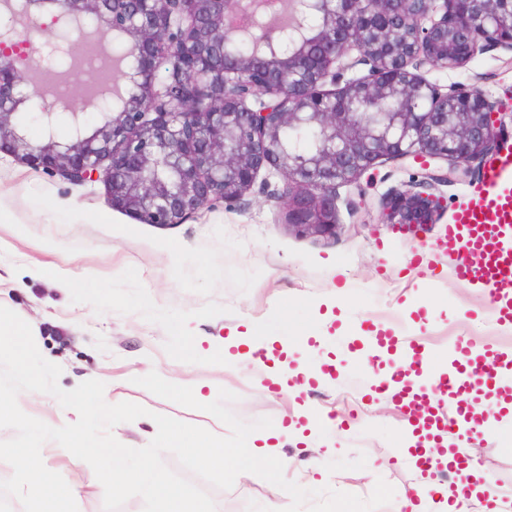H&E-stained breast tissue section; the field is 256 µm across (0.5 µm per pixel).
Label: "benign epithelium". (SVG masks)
<instances>
[{
	"mask_svg": "<svg viewBox=\"0 0 512 512\" xmlns=\"http://www.w3.org/2000/svg\"><path fill=\"white\" fill-rule=\"evenodd\" d=\"M0 13V152L75 184L101 182L112 207L144 224H181L233 203L259 171L283 177L288 230L331 239L336 187L377 161L413 158L418 192H395L393 224H429L440 208L426 189L473 179L498 146L504 116L477 86L443 92L424 66L456 69L489 49L512 52L499 0H3ZM319 40L303 48L308 13ZM66 35L69 52L95 33L126 40L133 90L112 105L75 102L31 76ZM275 46L243 51L246 39ZM359 57L351 61L349 55ZM368 74L336 89L343 71ZM41 100L42 143L20 113ZM94 115H89V110ZM65 121L72 139H55Z\"/></svg>",
	"mask_w": 512,
	"mask_h": 512,
	"instance_id": "benign-epithelium-1",
	"label": "benign epithelium"
}]
</instances>
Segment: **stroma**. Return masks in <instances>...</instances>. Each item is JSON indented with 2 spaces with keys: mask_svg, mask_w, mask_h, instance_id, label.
<instances>
[{
  "mask_svg": "<svg viewBox=\"0 0 512 512\" xmlns=\"http://www.w3.org/2000/svg\"><path fill=\"white\" fill-rule=\"evenodd\" d=\"M421 73L443 88L479 85L500 111L512 113L511 52L493 49L463 68L426 66ZM418 171L410 160L381 162L339 188V231L327 240L288 230L277 200L283 178L266 168L240 201L160 226L113 209L103 183L76 185L1 154L0 306L26 321L43 357L61 366L62 389L97 379L111 403L148 409L136 424L113 428L123 445H148L157 413L230 433L209 413L136 385L154 371L202 387L211 402L223 389L236 394L230 408L241 420L297 425L284 446L297 467L315 449H331L319 488L366 498L381 479L410 495L420 483L418 466L401 453L411 433L399 405L371 395V374L350 354L360 323L421 337L425 365L447 370L460 338L478 352H512V329L500 325L487 288L457 280L453 256L438 247L481 181L439 186L434 223H387L386 197L411 189ZM67 278L96 285L77 292L64 287ZM277 315L287 317L293 334L286 350L256 366L252 348L266 341ZM234 340L242 356L236 364L223 353ZM195 345L202 348L198 356L177 357L178 348ZM285 366L317 380L289 397L271 381ZM469 390L484 422L450 437L449 445L476 452L490 479L512 491V418L494 411L482 380ZM41 453L67 483L82 485L79 512H104V489L88 463L60 453L52 441ZM376 457L386 465L374 473ZM195 484L208 491L216 512H248L252 501L281 508L291 502L255 475L228 490L200 478Z\"/></svg>",
  "mask_w": 512,
  "mask_h": 512,
  "instance_id": "35a3bbf8",
  "label": "stroma"
}]
</instances>
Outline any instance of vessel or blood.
Returning a JSON list of instances; mask_svg holds the SVG:
<instances>
[{"instance_id":"obj_1","label":"vessel or blood","mask_w":512,"mask_h":512,"mask_svg":"<svg viewBox=\"0 0 512 512\" xmlns=\"http://www.w3.org/2000/svg\"><path fill=\"white\" fill-rule=\"evenodd\" d=\"M445 247L456 256L454 276L463 282L486 286L498 306L499 322L512 324V152L501 155L497 164L489 165L483 175L482 189L461 208L454 224L449 226ZM472 253L481 256V263L469 262ZM375 343L395 350L399 362L389 380L395 385L403 383L410 373L404 361L415 350L417 339L394 333L376 337ZM457 354L455 370L433 371L434 383L422 386V393L465 389L475 375L490 381L496 379L499 372L496 356L474 355L467 346L458 348ZM475 416L474 406L459 401L450 404L432 423L443 432H459L466 430Z\"/></svg>"}]
</instances>
